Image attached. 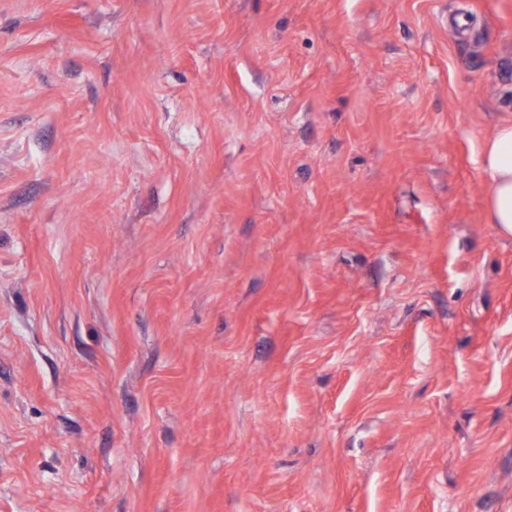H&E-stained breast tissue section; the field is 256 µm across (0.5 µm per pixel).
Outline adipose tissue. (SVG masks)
Returning a JSON list of instances; mask_svg holds the SVG:
<instances>
[{"mask_svg":"<svg viewBox=\"0 0 512 512\" xmlns=\"http://www.w3.org/2000/svg\"><path fill=\"white\" fill-rule=\"evenodd\" d=\"M482 167L489 180L488 221L512 235V121L500 123L485 142Z\"/></svg>","mask_w":512,"mask_h":512,"instance_id":"ef3b65f1","label":"adipose tissue"}]
</instances>
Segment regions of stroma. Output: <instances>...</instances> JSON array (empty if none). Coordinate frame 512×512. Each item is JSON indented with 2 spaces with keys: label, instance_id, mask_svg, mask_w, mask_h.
Listing matches in <instances>:
<instances>
[{
  "label": "stroma",
  "instance_id": "obj_1",
  "mask_svg": "<svg viewBox=\"0 0 512 512\" xmlns=\"http://www.w3.org/2000/svg\"><path fill=\"white\" fill-rule=\"evenodd\" d=\"M512 0H0V512H512ZM482 167L489 180L488 221L512 235V121L500 123L485 142Z\"/></svg>",
  "mask_w": 512,
  "mask_h": 512
}]
</instances>
